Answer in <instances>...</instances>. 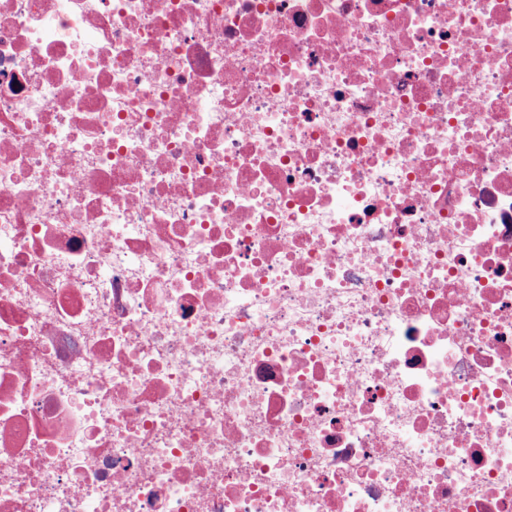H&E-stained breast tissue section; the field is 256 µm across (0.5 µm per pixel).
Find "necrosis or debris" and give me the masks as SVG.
<instances>
[{"mask_svg":"<svg viewBox=\"0 0 512 512\" xmlns=\"http://www.w3.org/2000/svg\"><path fill=\"white\" fill-rule=\"evenodd\" d=\"M0 512H512V0H0Z\"/></svg>","mask_w":512,"mask_h":512,"instance_id":"4bbe7bcc","label":"necrosis or debris"}]
</instances>
